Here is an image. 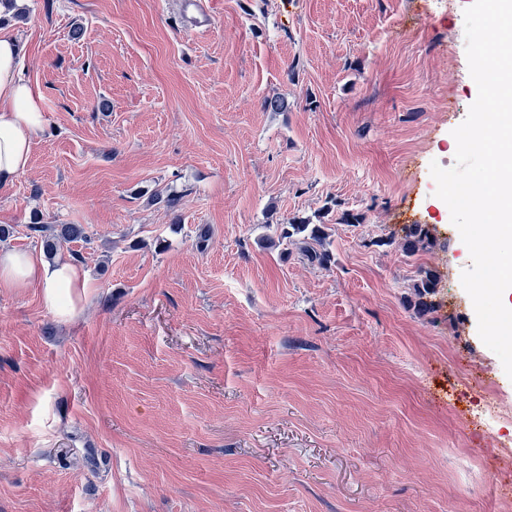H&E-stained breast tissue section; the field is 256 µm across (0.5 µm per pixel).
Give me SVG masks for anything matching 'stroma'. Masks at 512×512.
Segmentation results:
<instances>
[{"label": "stroma", "mask_w": 512, "mask_h": 512, "mask_svg": "<svg viewBox=\"0 0 512 512\" xmlns=\"http://www.w3.org/2000/svg\"><path fill=\"white\" fill-rule=\"evenodd\" d=\"M470 2L214 0L205 34L179 0L0 20L46 118L0 186L6 246L42 252L34 213L81 225L59 255L93 284L67 322L0 288V512H499L512 414L487 433L479 396L512 411V379L430 174L477 96ZM293 219L326 224L330 264L273 245ZM432 245V238L426 226L412 224L407 228L403 249L407 254L414 255L420 251L427 250ZM419 278L413 284V295L415 297L414 308L416 313L427 316L434 311L435 304L432 298L437 293L438 278L436 274L428 269H420Z\"/></svg>", "instance_id": "stroma-1"}]
</instances>
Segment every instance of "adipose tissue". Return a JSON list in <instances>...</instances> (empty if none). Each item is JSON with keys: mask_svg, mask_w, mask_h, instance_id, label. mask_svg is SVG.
<instances>
[{"mask_svg": "<svg viewBox=\"0 0 512 512\" xmlns=\"http://www.w3.org/2000/svg\"><path fill=\"white\" fill-rule=\"evenodd\" d=\"M19 53L16 39L0 30V184L27 171L33 139L46 122L40 91L19 74ZM29 285L40 288L47 311L67 320L86 300L92 282L75 263L0 249V288Z\"/></svg>", "mask_w": 512, "mask_h": 512, "instance_id": "adipose-tissue-1", "label": "adipose tissue"}]
</instances>
